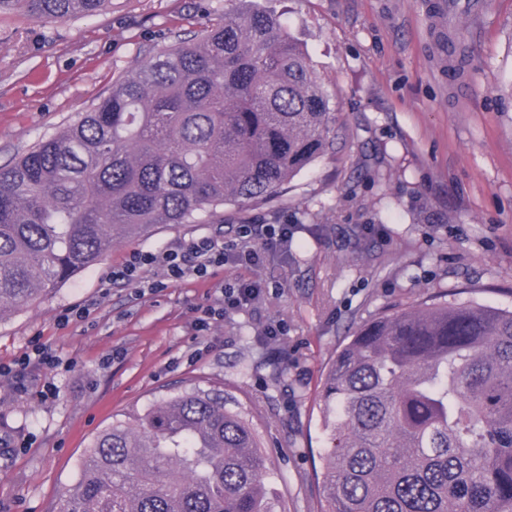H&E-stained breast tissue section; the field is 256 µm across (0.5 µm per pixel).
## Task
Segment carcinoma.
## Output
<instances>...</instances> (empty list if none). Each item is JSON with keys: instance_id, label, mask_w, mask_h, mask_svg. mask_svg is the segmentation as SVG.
<instances>
[{"instance_id": "1", "label": "carcinoma", "mask_w": 512, "mask_h": 512, "mask_svg": "<svg viewBox=\"0 0 512 512\" xmlns=\"http://www.w3.org/2000/svg\"><path fill=\"white\" fill-rule=\"evenodd\" d=\"M0 168V310L160 224L272 204L332 152L336 113L286 23L229 0ZM109 0H0L45 23ZM318 512H512V310L424 302L341 347L322 386ZM249 413L193 387L99 433L57 512H286Z\"/></svg>"}]
</instances>
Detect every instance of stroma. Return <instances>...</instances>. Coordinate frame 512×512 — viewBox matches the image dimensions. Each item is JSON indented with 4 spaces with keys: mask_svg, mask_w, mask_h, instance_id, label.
I'll list each match as a JSON object with an SVG mask.
<instances>
[{
    "mask_svg": "<svg viewBox=\"0 0 512 512\" xmlns=\"http://www.w3.org/2000/svg\"><path fill=\"white\" fill-rule=\"evenodd\" d=\"M259 2L306 46L338 114L334 152L279 202L224 209L225 243L238 224H290L288 251L157 292L108 284L130 251L215 230L164 225L33 305L1 310L0 365L38 344L57 362L0 376V512H56L113 419L194 386L250 408L268 487L287 512H318L322 382L354 332L466 283V300L512 310V0L452 16L459 67L422 0ZM202 6L220 13L225 0H112L50 24L21 7L0 15V165L76 120L150 46L190 35ZM242 281L259 284L257 298L198 329L222 287ZM71 307L88 319L60 326Z\"/></svg>",
    "mask_w": 512,
    "mask_h": 512,
    "instance_id": "stroma-1",
    "label": "stroma"
}]
</instances>
